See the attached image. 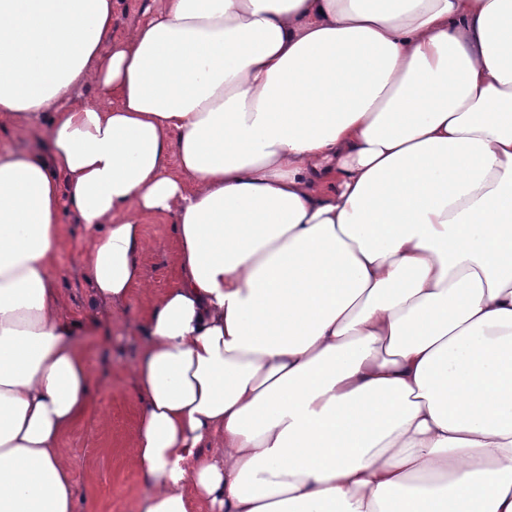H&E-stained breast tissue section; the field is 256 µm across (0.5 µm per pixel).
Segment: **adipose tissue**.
Masks as SVG:
<instances>
[{
  "instance_id": "ef3b65f1",
  "label": "adipose tissue",
  "mask_w": 512,
  "mask_h": 512,
  "mask_svg": "<svg viewBox=\"0 0 512 512\" xmlns=\"http://www.w3.org/2000/svg\"><path fill=\"white\" fill-rule=\"evenodd\" d=\"M0 0V512H76L61 211L134 366L138 512H512V0ZM94 86L95 99L81 89ZM149 4V0H120L118 9V32L137 22ZM141 222L146 247L137 258L151 294L157 296L172 285L178 271L172 218L146 215Z\"/></svg>"
}]
</instances>
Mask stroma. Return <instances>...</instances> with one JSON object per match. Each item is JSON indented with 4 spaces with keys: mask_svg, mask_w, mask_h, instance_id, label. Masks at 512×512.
Wrapping results in <instances>:
<instances>
[{
    "mask_svg": "<svg viewBox=\"0 0 512 512\" xmlns=\"http://www.w3.org/2000/svg\"><path fill=\"white\" fill-rule=\"evenodd\" d=\"M141 222L146 246L138 262L150 293L133 291L125 313L107 328L95 323L92 291L81 277L87 229L69 216L62 226L55 274L63 301L80 324L71 341L105 385L91 412L60 444L61 454L73 466L77 512H137L140 498L150 490L126 463L129 437L140 412L131 372L143 342L149 298L172 285L178 259L171 217L146 215Z\"/></svg>",
    "mask_w": 512,
    "mask_h": 512,
    "instance_id": "1",
    "label": "stroma"
}]
</instances>
